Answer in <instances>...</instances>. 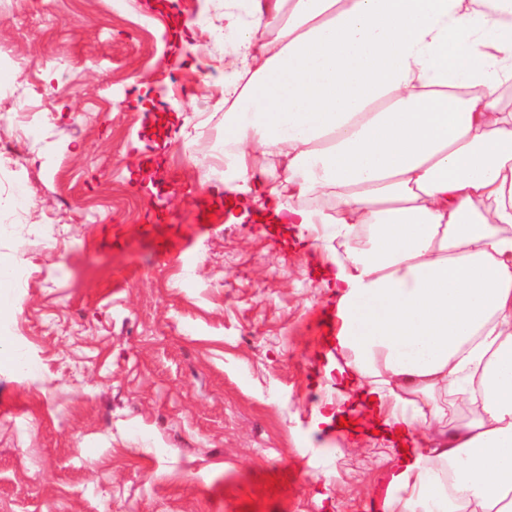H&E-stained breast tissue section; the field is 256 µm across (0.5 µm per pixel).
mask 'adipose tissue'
<instances>
[{
    "label": "adipose tissue",
    "mask_w": 512,
    "mask_h": 512,
    "mask_svg": "<svg viewBox=\"0 0 512 512\" xmlns=\"http://www.w3.org/2000/svg\"><path fill=\"white\" fill-rule=\"evenodd\" d=\"M247 2L234 190L327 228L335 414L402 448L384 512H512V0Z\"/></svg>",
    "instance_id": "1"
}]
</instances>
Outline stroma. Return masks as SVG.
Instances as JSON below:
<instances>
[{
    "label": "stroma",
    "instance_id": "35a3bbf8",
    "mask_svg": "<svg viewBox=\"0 0 512 512\" xmlns=\"http://www.w3.org/2000/svg\"><path fill=\"white\" fill-rule=\"evenodd\" d=\"M152 2L0 0V251L37 366L0 363V512H383L390 449L317 418L322 251L202 182L224 0Z\"/></svg>",
    "mask_w": 512,
    "mask_h": 512
}]
</instances>
